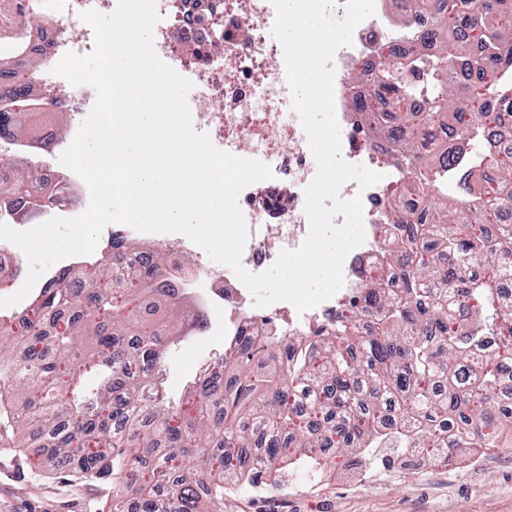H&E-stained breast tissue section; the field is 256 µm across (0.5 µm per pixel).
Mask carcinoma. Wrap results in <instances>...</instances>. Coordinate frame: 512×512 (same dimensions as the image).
<instances>
[{
    "label": "carcinoma",
    "mask_w": 512,
    "mask_h": 512,
    "mask_svg": "<svg viewBox=\"0 0 512 512\" xmlns=\"http://www.w3.org/2000/svg\"><path fill=\"white\" fill-rule=\"evenodd\" d=\"M432 11L438 54L429 62L401 53L379 63L381 84L419 99V112H390L356 75L355 103L378 143L395 146L393 165L412 175L424 205L415 230L389 229L384 268L356 283L329 329L240 336L210 372L173 402L153 366H162L187 315L174 294L151 281L133 254L109 250L80 287L61 270L29 305L0 316V431L25 448L26 430L52 434L57 470L112 483L110 512H224V476L257 483L288 463L310 469L336 456L393 444L452 462L458 450L498 448L512 411L491 393L512 383V308L499 278L512 271V153L483 144L486 128L512 126V0H479L469 16L455 0H410ZM37 78L19 97H0V138L15 137L48 104ZM465 135L448 160L424 156L440 117ZM0 203L39 179L38 169L0 154ZM497 180L476 188L479 173ZM482 261L484 276L470 273ZM498 338L488 360L480 347ZM98 371L93 390L77 393ZM25 408L16 407L18 393Z\"/></svg>",
    "instance_id": "obj_1"
}]
</instances>
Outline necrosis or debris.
<instances>
[{
  "label": "necrosis or debris",
  "instance_id": "4bbe7bcc",
  "mask_svg": "<svg viewBox=\"0 0 512 512\" xmlns=\"http://www.w3.org/2000/svg\"><path fill=\"white\" fill-rule=\"evenodd\" d=\"M17 2L36 10L38 19L27 28L25 53L16 56L12 69L0 70V92L19 86V72L36 59L48 66L42 82L57 86L61 78L52 69L61 58L69 52L85 55L94 47L93 30L82 20V12L94 9L107 14L117 5V0ZM156 5L161 19L154 28L155 49L165 63L192 81L188 105L195 129L208 133L218 149L262 161L273 173L271 179L248 186L238 197L248 229L241 263L250 272L266 270L281 250L298 248L307 237L304 189L317 171L300 118L292 108L283 49L266 36L274 25L275 9L270 0H156ZM391 27L390 17L381 13L364 20L354 31L352 46L337 50L333 59L342 156L375 171L385 168L389 149L373 145L354 109L358 89L348 75L355 71L372 76L379 55L416 47L421 35L431 29L432 18L425 12L414 13L399 32H392ZM95 98L90 86L71 87L54 106L39 110L23 140L0 139V154L15 153L22 143L28 145L29 156L40 160L39 184L19 195L15 208L27 210L44 194L81 186V178L59 161L67 143L57 134L55 116L66 113L72 130H79ZM346 194L361 196L366 223L379 227L374 243L349 257L348 278L361 280L380 266L384 227L393 218L384 207L381 185L362 190L352 184ZM189 253L194 254V262H185ZM156 282L193 307L199 319L192 328L196 334L216 326L232 339L245 335L247 323L254 322L288 336L336 318L333 298L302 313L285 301L251 306L249 292L239 279L216 274L188 239L171 249Z\"/></svg>",
  "mask_w": 512,
  "mask_h": 512
}]
</instances>
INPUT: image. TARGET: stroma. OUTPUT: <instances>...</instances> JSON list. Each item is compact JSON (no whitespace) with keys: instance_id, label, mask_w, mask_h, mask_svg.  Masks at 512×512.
I'll return each instance as SVG.
<instances>
[{"instance_id":"obj_1","label":"stroma","mask_w":512,"mask_h":512,"mask_svg":"<svg viewBox=\"0 0 512 512\" xmlns=\"http://www.w3.org/2000/svg\"><path fill=\"white\" fill-rule=\"evenodd\" d=\"M224 350L220 335L188 336L169 351L164 386L183 394L201 363ZM111 485L63 479L47 470L39 436L9 448L0 435V512H106ZM224 512H512V446L464 454L452 464L340 462L321 478L289 470L272 491L225 494Z\"/></svg>"}]
</instances>
